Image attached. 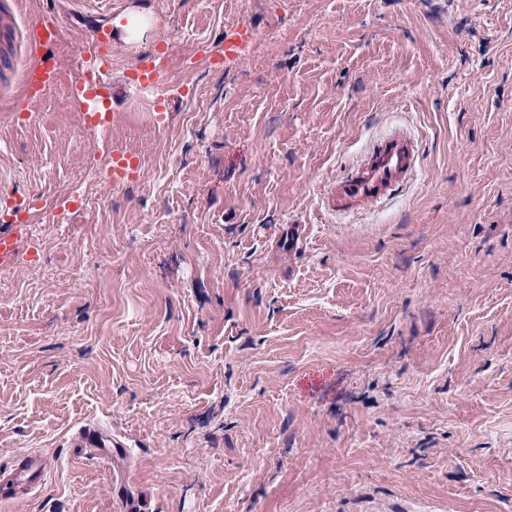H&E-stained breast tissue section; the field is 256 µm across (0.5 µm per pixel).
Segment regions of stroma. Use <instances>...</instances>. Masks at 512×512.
<instances>
[{
  "instance_id": "obj_1",
  "label": "stroma",
  "mask_w": 512,
  "mask_h": 512,
  "mask_svg": "<svg viewBox=\"0 0 512 512\" xmlns=\"http://www.w3.org/2000/svg\"><path fill=\"white\" fill-rule=\"evenodd\" d=\"M144 10L125 41L112 20ZM112 34V113L142 61L161 128L28 107L35 18ZM260 33L235 59L224 41ZM413 182L324 200L375 139ZM142 164L100 185L112 154ZM50 222L0 268V468L51 474L0 512H512V0H0V222ZM111 431L112 455L73 445Z\"/></svg>"
}]
</instances>
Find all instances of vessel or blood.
Masks as SVG:
<instances>
[{
    "label": "vessel or blood",
    "mask_w": 512,
    "mask_h": 512,
    "mask_svg": "<svg viewBox=\"0 0 512 512\" xmlns=\"http://www.w3.org/2000/svg\"><path fill=\"white\" fill-rule=\"evenodd\" d=\"M57 32L55 22L37 20L27 28L31 45L41 47L53 42ZM112 35L103 33L91 53L85 56L88 78L83 89L84 111H93L96 103L108 100L112 85L106 77L111 71ZM55 71L51 66L37 64L29 66L23 74L26 102L34 105L55 82ZM417 170L416 146L403 134L388 136L374 142L361 160L346 174L337 177L328 187L327 193L332 207L336 210L357 213L370 205L390 198L394 191L406 185ZM24 224L0 225V267L13 265L18 258L17 242L27 235ZM112 444V436L98 429L78 432L74 445L100 454ZM47 463L39 453L22 457L10 470L0 471V490L13 487L33 489L41 482Z\"/></svg>",
    "instance_id": "b4317fda"
}]
</instances>
